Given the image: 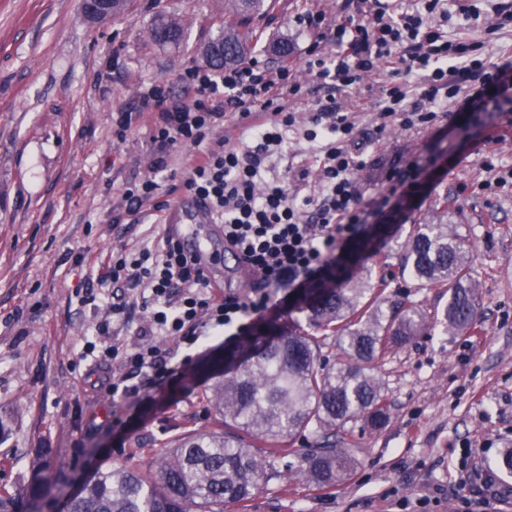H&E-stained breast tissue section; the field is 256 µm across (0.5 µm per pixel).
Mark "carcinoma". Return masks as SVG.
Instances as JSON below:
<instances>
[{
	"instance_id": "carcinoma-1",
	"label": "carcinoma",
	"mask_w": 512,
	"mask_h": 512,
	"mask_svg": "<svg viewBox=\"0 0 512 512\" xmlns=\"http://www.w3.org/2000/svg\"><path fill=\"white\" fill-rule=\"evenodd\" d=\"M266 0H234L224 27L205 49L222 67L247 53L256 35L248 17ZM151 40L181 41L183 29L170 16L156 17ZM400 274L416 288L448 294L441 316L428 317L410 302L389 305L385 279L359 271L318 299L302 302L303 321L274 326L246 338L224 354L204 398L213 412L210 429L190 433L150 455L148 468L120 464L95 473L68 495L64 512H224L245 505L276 476L271 458L288 453L301 460L295 475L323 489L343 483L354 469L349 453L336 449V430L362 420L377 430L390 419L382 382L371 363L440 324L450 336L476 323L477 283L464 245L446 224H416L404 245ZM335 336L339 360L322 356L317 332ZM315 436L314 444L294 447ZM61 482L52 449L33 450L25 497L37 500ZM0 512H21L19 495L0 489Z\"/></svg>"
}]
</instances>
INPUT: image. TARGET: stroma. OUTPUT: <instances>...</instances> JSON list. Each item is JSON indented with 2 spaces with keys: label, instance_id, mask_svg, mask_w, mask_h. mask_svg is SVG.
Returning a JSON list of instances; mask_svg holds the SVG:
<instances>
[{
  "label": "stroma",
  "instance_id": "1",
  "mask_svg": "<svg viewBox=\"0 0 512 512\" xmlns=\"http://www.w3.org/2000/svg\"><path fill=\"white\" fill-rule=\"evenodd\" d=\"M254 21L259 40L250 53L268 66L282 38L303 70L309 34L298 22L309 10L339 12L341 0H271ZM161 13L183 26L178 44L150 41ZM224 25V0H129L102 22L87 19L81 0H0V488L22 493L31 448L55 450L66 484L34 503L59 512L68 493L93 472L125 462L147 466L148 448L164 449L188 430L208 428L212 412L202 393L206 363L229 349L212 339L194 349L187 372L112 421V401L97 390L98 372L80 362L83 337L103 310L79 306L77 287L104 264L113 244L154 245L164 233L150 206L127 211L122 193L150 173L147 129L114 140L113 113L132 110L145 86L186 97L185 68L204 67L205 44ZM474 124L470 140L447 128L415 132L393 126L364 145L374 167L359 172L367 194L379 192L378 167L405 163L430 150L456 155L454 166L406 221L375 229L373 276L397 267L399 250L416 224H445L464 244L482 303L474 333L442 329L392 350L374 365L391 418L380 430L357 421L337 431L336 445L353 455L348 480L313 487L276 457L278 474L246 510L224 512H512V473L500 466L512 449V184L483 191L480 162L495 152L498 170L512 169V146L491 142ZM213 283L246 282L224 255V229L204 224ZM82 265H74L77 253ZM490 474L492 485L482 483Z\"/></svg>",
  "mask_w": 512,
  "mask_h": 512
}]
</instances>
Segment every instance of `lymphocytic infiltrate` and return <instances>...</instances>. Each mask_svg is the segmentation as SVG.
Masks as SVG:
<instances>
[{
  "label": "lymphocytic infiltrate",
  "mask_w": 512,
  "mask_h": 512,
  "mask_svg": "<svg viewBox=\"0 0 512 512\" xmlns=\"http://www.w3.org/2000/svg\"><path fill=\"white\" fill-rule=\"evenodd\" d=\"M345 6L333 20L319 9L301 18L311 37L305 67L324 92L306 122L288 108L303 94L295 65L270 68L254 57L222 72L187 69L181 81L190 99L174 100L166 87L150 85L139 108L113 116L118 142L144 125L153 144L152 174L126 185V206L136 210L149 201L159 216L168 208L159 193L197 196L223 225L225 245L240 254L251 277L244 292L215 289L201 257L184 254L169 234L151 248L113 246L96 287L77 289L76 298L94 306L102 289L125 292L106 307L96 329L101 342L85 341L80 354L101 372L114 411L136 406L146 390H164L182 376L203 340L250 336L276 308L279 289L304 292L340 276L351 246L375 245L370 225L402 222L448 166L449 157L434 152L390 167L380 175L382 191L365 197L357 178L368 165L364 132L343 92L365 77H388L371 112L376 135L391 123L428 130L444 122L458 132L483 113L501 130L512 129V46L492 62L471 30L449 37L448 0H423L419 8L394 0H345ZM467 18L471 29L495 38L512 30V0H487ZM230 113L249 133L245 149L227 145ZM298 125L305 139L319 143L318 155L292 176L267 179L271 157ZM184 147L194 149V158L184 180L170 182L171 160ZM125 328L129 343H109Z\"/></svg>",
  "instance_id": "lymphocytic-infiltrate-1"
}]
</instances>
